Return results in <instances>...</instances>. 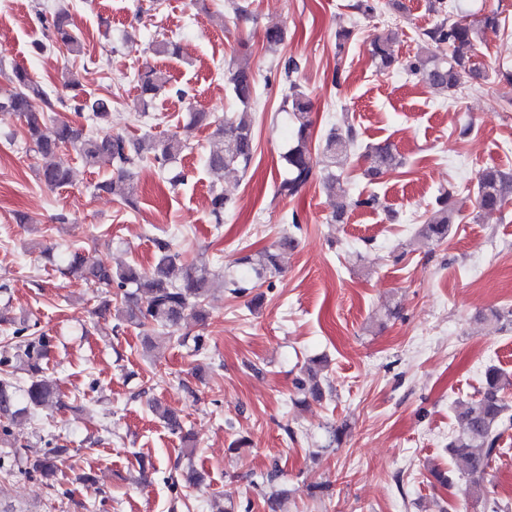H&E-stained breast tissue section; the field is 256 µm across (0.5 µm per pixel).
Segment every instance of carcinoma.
<instances>
[{"instance_id":"cac0c4a2","label":"carcinoma","mask_w":512,"mask_h":512,"mask_svg":"<svg viewBox=\"0 0 512 512\" xmlns=\"http://www.w3.org/2000/svg\"><path fill=\"white\" fill-rule=\"evenodd\" d=\"M428 11L435 20L420 32L419 38L424 46L417 53L404 59L395 56L392 50L395 31L388 29L372 39L371 56L378 70L388 72L400 69L418 78L436 93L451 96L465 81L473 78L481 34L500 27V13L490 11L472 20L460 6L448 0H428ZM42 21L51 31L55 44L65 47L75 56L83 53L82 43L72 28L67 10L58 9L50 16L43 17ZM297 71L296 62H289L285 71L288 92L284 97L283 111L292 113L295 119L294 144L282 156L287 177L279 186L280 193L288 196L299 194L313 177L308 145L312 137L311 112L314 104L302 86L291 79ZM8 80L14 84V91L0 98V110L17 112L25 118L27 134L36 152L46 160L38 169V177L48 187L59 188L70 183V170L51 162L61 146L69 145L88 167L96 166L103 159L111 160L117 179L126 183L124 201L132 206L136 195L132 171L140 164L143 155L152 154L158 168L166 171L184 150L185 144L176 135L147 143L143 140L132 141L119 134H87L82 127L65 121L57 124L52 133L45 134L40 128V121L44 111L54 109L50 93L21 67L13 68ZM225 81L243 107L248 108L257 100L256 82L247 57L228 66ZM136 83L139 108L144 117L168 79L162 71L145 67L137 72ZM63 87L65 93L57 97V103L63 106L68 104L77 112H87V119L95 125L109 122L111 112L108 103L87 94L76 74L69 73ZM361 147L364 148L361 156L369 163L368 175L377 177L399 166L391 144L361 145L359 130L347 120L339 127L330 128L324 139L323 158L327 168L325 180L336 189V205L331 214L333 222L340 221L350 207L381 206L380 198L374 194L356 199L346 197L342 174L333 171L337 159ZM253 154V127L246 115L226 118L224 123L216 127L208 166L216 173L244 175ZM511 196L512 172L489 168L479 173L475 194V208L478 211L499 212ZM210 205L216 221H221L229 206L224 192L212 190ZM459 212L456 203L451 201V194L443 193L422 225L420 235L430 242L446 241ZM296 245L297 238L288 234L263 251L237 259L236 274L229 281L232 293L240 295L261 286L267 277L279 271V252ZM157 247L160 255L148 272L133 267L113 271L88 263L78 253L68 260L67 272L90 285L116 289L115 295L122 297L125 302L122 320L143 329L160 326L175 332L189 318L205 322L208 317L207 300L215 274L205 267L183 263L181 254L171 250L166 242H157ZM2 325L12 327L13 332L5 337L0 346V366H10L16 360L31 375V379L23 385L7 375L0 376V421H5V424H0V441L6 443L14 423L31 417L41 407L60 403L61 398L55 387L36 378L41 362L49 351L50 337L42 332L30 331V327L18 324L0 312ZM484 377L485 383L479 397L461 404L460 428L448 442L451 453L465 463L468 471L467 493L477 500L484 495L486 469L499 452V440L512 425L503 396V392L512 385V380L494 365L486 367ZM295 387L314 401L322 398V389L310 368L304 371V376L296 378ZM152 411L172 430H182L174 411L158 403L152 405ZM68 453L67 448L54 447L31 455L25 448H14L5 459H0V470H17L48 479L55 476L58 463Z\"/></svg>"}]
</instances>
